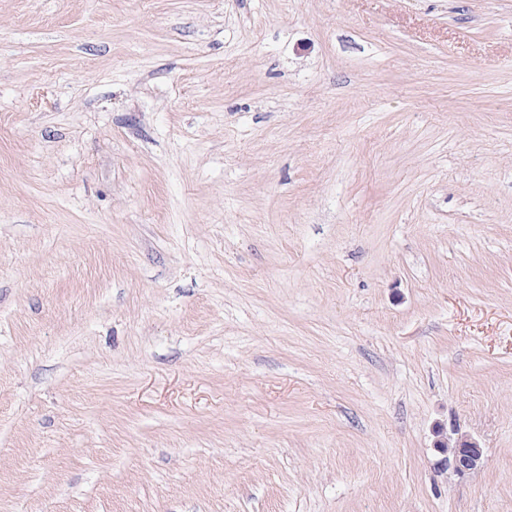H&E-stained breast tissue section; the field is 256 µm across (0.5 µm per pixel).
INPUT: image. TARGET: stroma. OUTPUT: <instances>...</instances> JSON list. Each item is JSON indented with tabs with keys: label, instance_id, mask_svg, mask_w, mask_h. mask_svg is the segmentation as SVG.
I'll list each match as a JSON object with an SVG mask.
<instances>
[{
	"label": "stroma",
	"instance_id": "1",
	"mask_svg": "<svg viewBox=\"0 0 512 512\" xmlns=\"http://www.w3.org/2000/svg\"><path fill=\"white\" fill-rule=\"evenodd\" d=\"M0 512H512V0H0ZM437 440L435 441V448L444 455L440 461L441 465L448 468L450 466L454 473L458 476H465L476 470L482 460V448L479 443L467 436H460L454 440L452 446L450 442L452 438L444 431V428H439L436 432ZM447 451H442L440 448H447ZM447 453L449 456H447Z\"/></svg>",
	"mask_w": 512,
	"mask_h": 512
}]
</instances>
